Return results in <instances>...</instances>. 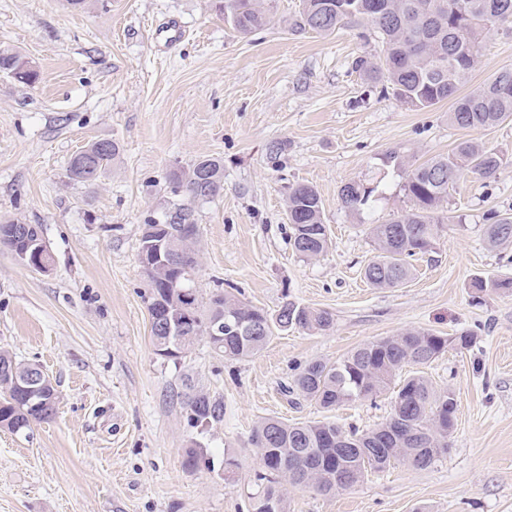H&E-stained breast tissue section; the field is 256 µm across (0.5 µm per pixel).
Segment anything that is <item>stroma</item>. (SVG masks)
Wrapping results in <instances>:
<instances>
[{
  "instance_id": "35a3bbf8",
  "label": "stroma",
  "mask_w": 512,
  "mask_h": 512,
  "mask_svg": "<svg viewBox=\"0 0 512 512\" xmlns=\"http://www.w3.org/2000/svg\"><path fill=\"white\" fill-rule=\"evenodd\" d=\"M220 0H0V48L19 51L35 84L0 73V221L39 225L54 263L37 272L0 248V348L36 363L59 394L56 415L22 434L0 429V512H251L260 486L252 428L265 417L330 420L369 430L389 394L327 411L289 393L294 370L336 360L408 328L475 333L425 369L458 400L450 449L427 469L397 463L321 495L289 488L288 512H512V295L474 294L476 278L512 277V246L489 247L488 211L512 208V122L490 130L448 121L449 102L418 110L351 68L379 57L355 27L295 28L300 0H265L270 22L239 34ZM512 68V29L486 39L467 84ZM119 153L97 185L69 179L97 139ZM472 139L500 152L488 179L464 173L447 210L458 223L416 256L397 288L366 284L376 251L368 224L410 206L391 151L419 165ZM224 162V189L201 201L174 169ZM363 180L380 199L356 216L338 199ZM319 192L332 244L307 261L292 249L291 186ZM182 210L199 226L203 298L234 289L275 312L283 301L330 311L326 332L276 334L234 360L199 341L179 359L152 344L141 228ZM195 384L224 404L207 427L187 421ZM205 464L186 463L187 448Z\"/></svg>"
}]
</instances>
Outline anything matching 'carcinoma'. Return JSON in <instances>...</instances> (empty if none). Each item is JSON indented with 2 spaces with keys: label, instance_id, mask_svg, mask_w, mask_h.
<instances>
[{
  "label": "carcinoma",
  "instance_id": "carcinoma-1",
  "mask_svg": "<svg viewBox=\"0 0 512 512\" xmlns=\"http://www.w3.org/2000/svg\"><path fill=\"white\" fill-rule=\"evenodd\" d=\"M224 10L241 34L265 26L270 17L260 0H224ZM505 23L512 24V0H302L299 27L318 34L357 25L360 38L382 44V57L374 62L366 55L352 60V69L366 80L391 89L405 105L425 109L443 101L452 102L451 124L463 129L488 130L512 120V68L499 71L477 90L460 94L482 56L486 35ZM0 72L16 81L32 85L38 72L12 51H0ZM119 146L99 139L76 153L68 165V177L94 184L103 175ZM384 162L405 175L404 195L410 209L382 224H372L369 234L378 252L364 268V277L374 288H396L413 275L409 259L431 251L448 229L444 203L468 171L482 178L496 174L503 158L471 139L460 140L448 153L411 170L401 155L391 152ZM174 184L186 188L205 201L224 189V165L218 158L203 156L188 169L171 174ZM376 188L362 182H348L339 190L342 207L356 215L378 201ZM323 204L314 187L298 184L288 191V218L292 225L294 251L306 260L320 257L329 247L327 225L322 220ZM189 214L179 211L161 232L157 225L144 224L140 247L162 240L171 251L174 268L147 280L148 297L162 299L170 312L186 304L198 316L192 332L181 330L166 336L151 325L155 349L176 346L178 352L206 338L210 347L228 358L244 359L259 353L277 332L302 330L325 332L334 324L332 313L312 309L292 301L270 313L239 300L231 293L213 296L204 302L192 287L185 297L171 296L165 279L176 268L194 283L200 269L195 243L198 225L188 223ZM41 233L36 224L18 220L0 222V236L14 242L16 230ZM485 237L492 248L512 243V213L491 212L486 216ZM477 292L492 290L512 294V278H476ZM474 334L468 330L456 336H440L430 331L408 329L395 336L369 341L334 360H311L297 369L289 389L320 407L377 397L390 388L397 372L412 365L423 367L448 349L467 350ZM30 367L0 350V369L21 374ZM184 404L194 427L218 421L224 404L194 385H186ZM50 410L31 406L21 390L0 391V427L18 434L34 422L51 419L59 396L55 387L46 388ZM457 398L448 387L436 389L416 371L395 391L389 417L377 427L358 433L346 431L331 421L288 423L264 418L253 428L251 442L263 466L257 480L265 482L253 497L252 512H287L288 487L304 486L322 494L346 490L370 471H382L395 462L425 469L448 453L456 419Z\"/></svg>",
  "mask_w": 512,
  "mask_h": 512
}]
</instances>
